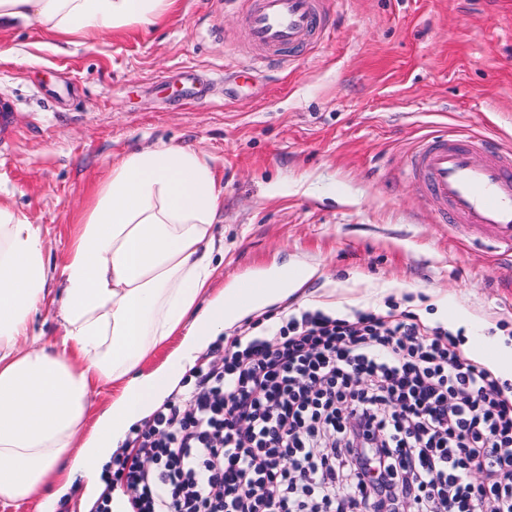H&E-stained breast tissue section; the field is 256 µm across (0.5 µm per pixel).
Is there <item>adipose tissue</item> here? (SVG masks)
<instances>
[{
    "label": "adipose tissue",
    "mask_w": 512,
    "mask_h": 512,
    "mask_svg": "<svg viewBox=\"0 0 512 512\" xmlns=\"http://www.w3.org/2000/svg\"><path fill=\"white\" fill-rule=\"evenodd\" d=\"M176 0H0V29L34 21L59 37H111L153 25ZM223 191L197 150L160 144L113 163L61 268L46 258L41 225L0 202V501L36 499L54 512L52 484L100 481L108 453L181 381L199 352L249 313L286 299L310 267L212 293L224 241L214 225ZM56 311L44 343L32 318ZM178 348L151 373L145 358L172 336ZM119 392L85 419L98 385Z\"/></svg>",
    "instance_id": "1"
}]
</instances>
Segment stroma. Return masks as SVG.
<instances>
[{
    "mask_svg": "<svg viewBox=\"0 0 512 512\" xmlns=\"http://www.w3.org/2000/svg\"><path fill=\"white\" fill-rule=\"evenodd\" d=\"M319 47L260 80L242 0H177L149 27L66 42L0 30V201L41 225L60 265L113 162L196 148L224 193L211 288L301 265L313 277L226 328L260 334L294 308L394 305L491 364L512 347V257L439 222L409 175L414 142L482 134L512 149V0H326ZM279 192H272V185Z\"/></svg>",
    "mask_w": 512,
    "mask_h": 512,
    "instance_id": "obj_1",
    "label": "stroma"
}]
</instances>
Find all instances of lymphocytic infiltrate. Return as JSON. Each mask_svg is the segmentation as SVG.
<instances>
[{"label":"lymphocytic infiltrate","mask_w":512,"mask_h":512,"mask_svg":"<svg viewBox=\"0 0 512 512\" xmlns=\"http://www.w3.org/2000/svg\"><path fill=\"white\" fill-rule=\"evenodd\" d=\"M192 376L118 458L124 512H512V388L412 312L302 310Z\"/></svg>","instance_id":"lymphocytic-infiltrate-1"}]
</instances>
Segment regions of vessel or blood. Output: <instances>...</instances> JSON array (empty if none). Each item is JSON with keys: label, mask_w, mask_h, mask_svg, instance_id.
Wrapping results in <instances>:
<instances>
[{"label": "vessel or blood", "mask_w": 512, "mask_h": 512, "mask_svg": "<svg viewBox=\"0 0 512 512\" xmlns=\"http://www.w3.org/2000/svg\"><path fill=\"white\" fill-rule=\"evenodd\" d=\"M328 28L324 0H249L245 32L258 50L253 69L297 60ZM410 170L442 223L487 232L512 256V153L481 136L430 133L415 144Z\"/></svg>", "instance_id": "vessel-or-blood-1"}]
</instances>
